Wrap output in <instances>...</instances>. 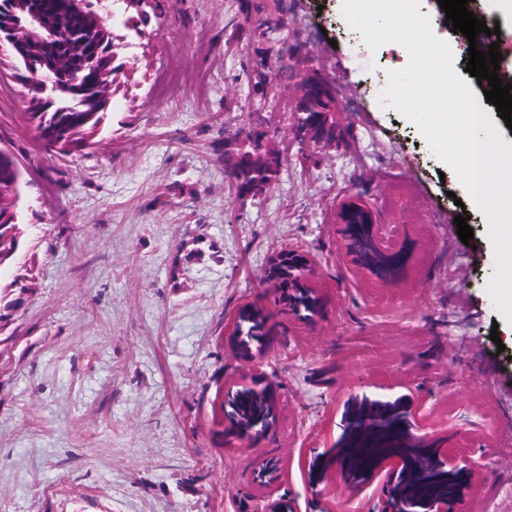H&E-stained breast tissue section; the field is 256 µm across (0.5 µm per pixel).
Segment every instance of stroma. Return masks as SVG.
<instances>
[{
	"mask_svg": "<svg viewBox=\"0 0 512 512\" xmlns=\"http://www.w3.org/2000/svg\"><path fill=\"white\" fill-rule=\"evenodd\" d=\"M88 2L119 70L81 151H50L19 121L34 91L0 45V147L24 166L16 264L29 288L0 330V512H264L284 498L295 512H378L381 483L308 477L362 392L411 396L421 435H449L447 454L475 465L463 512H512V337L487 291L486 218L419 127L376 105L377 75L404 68L406 49H370L343 0ZM419 11L464 74L467 38L437 0ZM263 60L280 73L264 90ZM306 72L332 88L334 141L301 144L288 122ZM255 126L282 164L244 202L232 139ZM361 201L409 246L400 279L352 263L338 215ZM448 215L468 217L471 244ZM284 248L312 260L316 316L266 282ZM247 303L271 330L257 368L228 337ZM259 372L276 424L233 437L216 397ZM268 461L273 478L257 481Z\"/></svg>",
	"mask_w": 512,
	"mask_h": 512,
	"instance_id": "1",
	"label": "stroma"
}]
</instances>
